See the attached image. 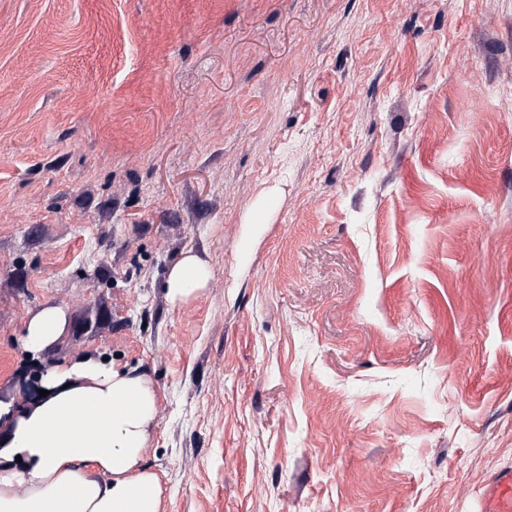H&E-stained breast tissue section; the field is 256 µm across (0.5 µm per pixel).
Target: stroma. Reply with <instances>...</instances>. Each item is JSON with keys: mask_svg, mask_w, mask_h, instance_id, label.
Listing matches in <instances>:
<instances>
[{"mask_svg": "<svg viewBox=\"0 0 512 512\" xmlns=\"http://www.w3.org/2000/svg\"><path fill=\"white\" fill-rule=\"evenodd\" d=\"M88 354L155 391L160 512H477L512 467V0H0V396ZM210 278L208 264L197 255L187 253L167 273V299L173 306L185 304L207 286ZM66 324V314L61 307L47 306L35 313L26 323L21 343L24 351L32 356L60 336Z\"/></svg>", "mask_w": 512, "mask_h": 512, "instance_id": "obj_1", "label": "stroma"}]
</instances>
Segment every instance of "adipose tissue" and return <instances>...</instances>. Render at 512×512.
I'll return each instance as SVG.
<instances>
[{"instance_id": "ef3b65f1", "label": "adipose tissue", "mask_w": 512, "mask_h": 512, "mask_svg": "<svg viewBox=\"0 0 512 512\" xmlns=\"http://www.w3.org/2000/svg\"><path fill=\"white\" fill-rule=\"evenodd\" d=\"M211 278L188 253L165 279L172 305ZM61 307L26 323L21 343L35 355L60 336ZM42 393L25 408L0 401V512H160L158 476L141 464L156 419L155 393L136 369L89 355L44 369Z\"/></svg>"}]
</instances>
